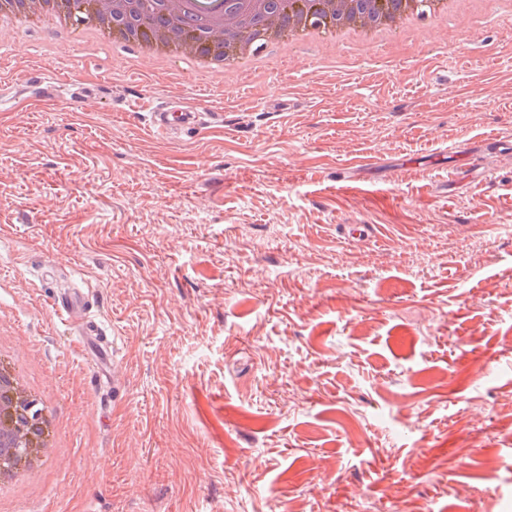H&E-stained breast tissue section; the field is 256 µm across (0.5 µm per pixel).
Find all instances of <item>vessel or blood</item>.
Returning <instances> with one entry per match:
<instances>
[{"label": "vessel or blood", "mask_w": 512, "mask_h": 512, "mask_svg": "<svg viewBox=\"0 0 512 512\" xmlns=\"http://www.w3.org/2000/svg\"><path fill=\"white\" fill-rule=\"evenodd\" d=\"M206 109L195 105H160L150 111L148 127L163 136L180 135L196 129L207 117ZM91 303L86 294L62 292L53 303L56 320L64 325H77L76 342L81 350H95L96 369H103L112 361V345L105 325L91 314Z\"/></svg>", "instance_id": "obj_1"}]
</instances>
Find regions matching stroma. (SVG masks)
Returning a JSON list of instances; mask_svg holds the SVG:
<instances>
[{"label":"stroma","mask_w":512,"mask_h":512,"mask_svg":"<svg viewBox=\"0 0 512 512\" xmlns=\"http://www.w3.org/2000/svg\"><path fill=\"white\" fill-rule=\"evenodd\" d=\"M164 102L224 118L164 137ZM511 138L499 0L245 80L0 39L4 340L59 422L7 512H512ZM65 288L113 374L57 324ZM92 309L88 296L79 292H60L53 302V314L64 325L75 324L78 336L75 340L83 352L92 346L96 350V373L108 364L112 365V343L109 342L105 325L90 314Z\"/></svg>","instance_id":"obj_1"}]
</instances>
